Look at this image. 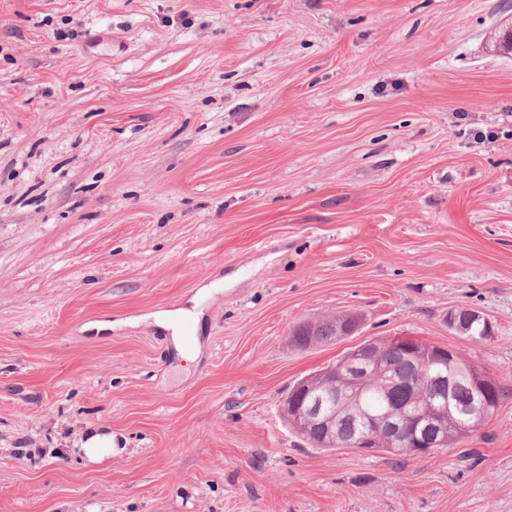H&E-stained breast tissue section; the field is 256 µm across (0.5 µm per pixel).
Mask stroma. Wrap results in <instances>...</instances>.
I'll return each instance as SVG.
<instances>
[{"label":"stroma","instance_id":"35a3bbf8","mask_svg":"<svg viewBox=\"0 0 512 512\" xmlns=\"http://www.w3.org/2000/svg\"><path fill=\"white\" fill-rule=\"evenodd\" d=\"M496 2L0 0V512H512ZM395 336L496 377L495 419L407 456L288 428L299 379ZM88 427L124 451L89 465ZM473 311L474 310L466 307H459L451 311L448 314V328L466 336L473 342H481L480 339L482 336H485L487 332V334L490 335L492 331H490L488 325L485 324V318L483 316L479 320L472 319L467 325L464 324L467 321V317L471 316ZM457 325L465 328L460 330ZM362 324L358 312H343L317 322H302L291 333V341L302 348L323 345L355 335Z\"/></svg>","mask_w":512,"mask_h":512}]
</instances>
